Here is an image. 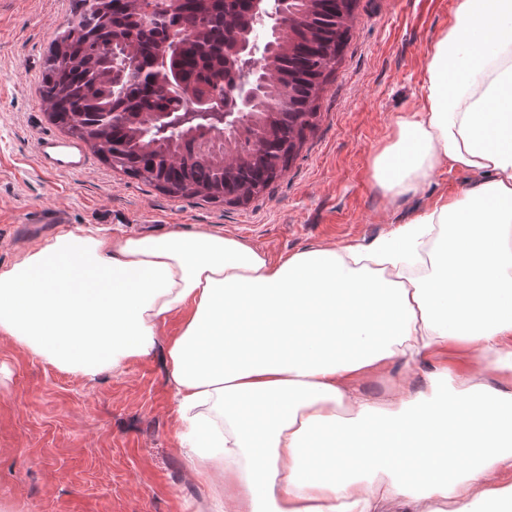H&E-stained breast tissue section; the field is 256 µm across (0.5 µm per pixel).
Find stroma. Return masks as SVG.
Segmentation results:
<instances>
[{"label":"stroma","mask_w":512,"mask_h":512,"mask_svg":"<svg viewBox=\"0 0 512 512\" xmlns=\"http://www.w3.org/2000/svg\"><path fill=\"white\" fill-rule=\"evenodd\" d=\"M455 0H357L318 116L287 169L243 205L172 196L91 154L80 174L36 159L44 135L68 139L39 95L73 0H0V267L45 239L86 228L112 236L208 229L277 259L321 244L370 243L467 188L438 169L414 196L376 185L372 163L397 118L421 105L428 54ZM56 209L64 223L43 224ZM160 354L91 380L0 335V512H206V488L178 451Z\"/></svg>","instance_id":"obj_1"}]
</instances>
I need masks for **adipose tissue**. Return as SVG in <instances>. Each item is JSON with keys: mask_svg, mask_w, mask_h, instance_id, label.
Returning <instances> with one entry per match:
<instances>
[{"mask_svg": "<svg viewBox=\"0 0 512 512\" xmlns=\"http://www.w3.org/2000/svg\"><path fill=\"white\" fill-rule=\"evenodd\" d=\"M397 127L385 191L444 166L472 184L369 244L276 261L208 230L60 234L0 267V334L89 379L164 346L209 512H512V393L474 380L512 376V0H456Z\"/></svg>", "mask_w": 512, "mask_h": 512, "instance_id": "adipose-tissue-1", "label": "adipose tissue"}]
</instances>
